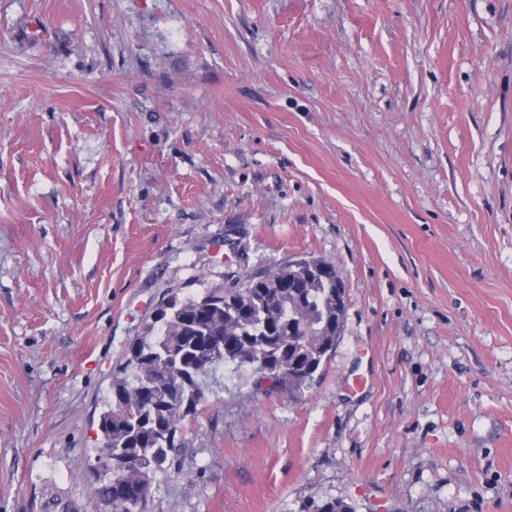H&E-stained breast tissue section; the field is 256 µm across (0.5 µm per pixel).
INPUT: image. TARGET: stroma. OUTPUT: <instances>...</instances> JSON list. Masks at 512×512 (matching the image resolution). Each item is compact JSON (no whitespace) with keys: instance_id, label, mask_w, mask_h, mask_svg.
Listing matches in <instances>:
<instances>
[{"instance_id":"stroma-1","label":"stroma","mask_w":512,"mask_h":512,"mask_svg":"<svg viewBox=\"0 0 512 512\" xmlns=\"http://www.w3.org/2000/svg\"><path fill=\"white\" fill-rule=\"evenodd\" d=\"M300 258L316 384L221 365L148 512H512V0H0V512H104L127 340Z\"/></svg>"}]
</instances>
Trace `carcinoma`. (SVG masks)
Here are the masks:
<instances>
[{
	"label": "carcinoma",
	"mask_w": 512,
	"mask_h": 512,
	"mask_svg": "<svg viewBox=\"0 0 512 512\" xmlns=\"http://www.w3.org/2000/svg\"><path fill=\"white\" fill-rule=\"evenodd\" d=\"M336 267L305 279L284 263L231 288L171 290L131 337L112 369L99 415L112 469H95L93 494L135 512L157 473L184 449L186 421L207 401L217 367L251 362L258 382L291 394L309 388L336 346Z\"/></svg>",
	"instance_id": "cac0c4a2"
}]
</instances>
